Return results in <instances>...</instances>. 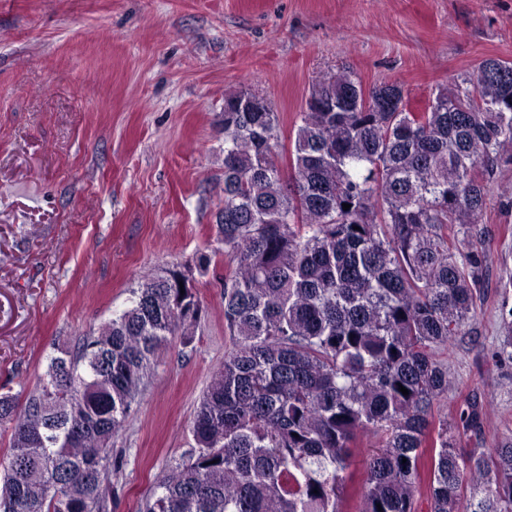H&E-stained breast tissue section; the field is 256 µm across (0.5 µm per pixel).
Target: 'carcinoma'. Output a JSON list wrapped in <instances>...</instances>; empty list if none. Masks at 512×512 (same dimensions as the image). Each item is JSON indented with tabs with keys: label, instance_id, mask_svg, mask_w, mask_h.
Wrapping results in <instances>:
<instances>
[{
	"label": "carcinoma",
	"instance_id": "cac0c4a2",
	"mask_svg": "<svg viewBox=\"0 0 512 512\" xmlns=\"http://www.w3.org/2000/svg\"><path fill=\"white\" fill-rule=\"evenodd\" d=\"M352 71L320 77L277 162L278 113L224 97V322L230 345L194 415L191 456L145 512H512V442L460 448L482 430L473 397L453 424L448 347L485 288L488 185L512 163V63L437 88L423 112L385 107ZM350 208L345 210L343 205ZM185 293H180V290ZM512 362V304L498 308ZM206 309L180 267L147 277L97 331L58 349L11 429L0 512H112V439L134 413L157 350L188 345ZM405 387L404 395L399 387ZM370 444L356 479L353 449Z\"/></svg>",
	"mask_w": 512,
	"mask_h": 512
}]
</instances>
